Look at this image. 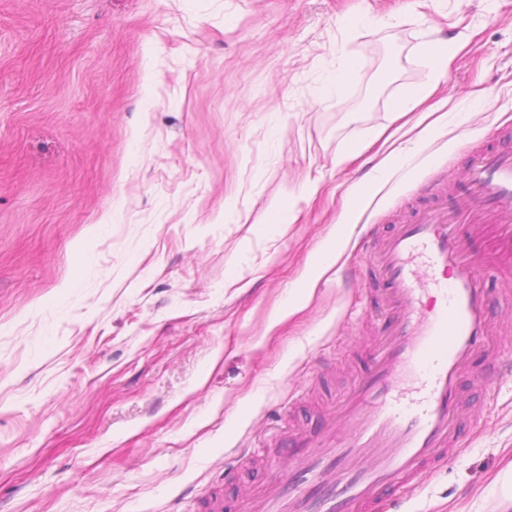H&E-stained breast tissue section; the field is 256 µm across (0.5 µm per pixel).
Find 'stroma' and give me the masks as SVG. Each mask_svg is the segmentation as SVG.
I'll return each mask as SVG.
<instances>
[{
  "label": "stroma",
  "instance_id": "35a3bbf8",
  "mask_svg": "<svg viewBox=\"0 0 512 512\" xmlns=\"http://www.w3.org/2000/svg\"><path fill=\"white\" fill-rule=\"evenodd\" d=\"M450 40L444 123L273 321L380 160L337 156L384 128L406 144L392 102ZM464 137L512 144V0H0V512H240L287 474L280 432L342 445L395 320L361 228L462 198ZM286 201L300 218L268 237ZM485 281L495 340L462 378L460 450L404 512H512V377L484 385L512 349V267Z\"/></svg>",
  "mask_w": 512,
  "mask_h": 512
}]
</instances>
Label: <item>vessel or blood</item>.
Returning a JSON list of instances; mask_svg holds the SVG:
<instances>
[{"label": "vessel or blood", "instance_id": "obj_1", "mask_svg": "<svg viewBox=\"0 0 512 512\" xmlns=\"http://www.w3.org/2000/svg\"><path fill=\"white\" fill-rule=\"evenodd\" d=\"M465 179L466 198L424 210L381 247L396 320L346 406L349 439L299 449L290 475L273 476L249 512H398L424 475L456 453L460 379L491 345L492 299L459 215L472 202L489 206L499 260L512 263V145L476 154Z\"/></svg>", "mask_w": 512, "mask_h": 512}]
</instances>
